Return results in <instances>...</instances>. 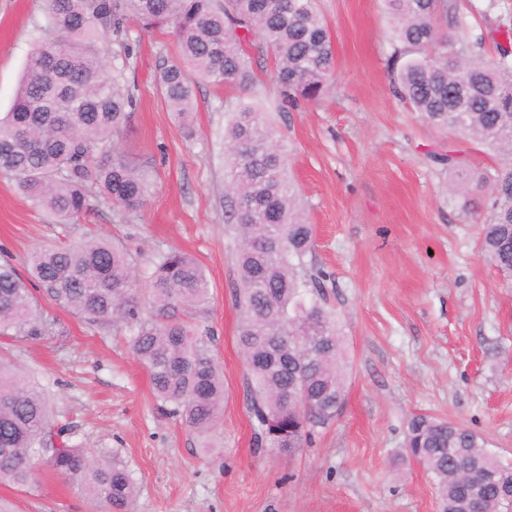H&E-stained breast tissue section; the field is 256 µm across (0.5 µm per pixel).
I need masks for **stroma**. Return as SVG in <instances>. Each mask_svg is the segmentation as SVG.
I'll return each instance as SVG.
<instances>
[{"mask_svg": "<svg viewBox=\"0 0 512 512\" xmlns=\"http://www.w3.org/2000/svg\"><path fill=\"white\" fill-rule=\"evenodd\" d=\"M335 67L321 100L289 107L256 59L247 91L199 82L186 138L155 81L178 58L171 34L128 22L134 49L124 86L136 106L118 146L153 182L145 209L119 218L90 197L75 224L53 223L0 173V260L106 237L146 272L158 252L193 255L210 283L209 347L224 371V415L200 435L157 402L126 332L98 330L52 305L48 339L18 342L12 361L44 388L55 424L85 448H109L137 482L132 512H442L432 481L403 449L407 422L425 413L483 436L512 463V284L480 252L479 225L448 186L437 156L478 146L440 133L394 96L393 20L385 0H317ZM46 17V0H0V116ZM249 106L269 115L288 174L313 224L312 263L331 276L329 297L346 336L345 405L312 447L284 456L256 447L236 340L234 239L224 208V129ZM13 512H91L51 472L31 489L0 486Z\"/></svg>", "mask_w": 512, "mask_h": 512, "instance_id": "obj_1", "label": "stroma"}]
</instances>
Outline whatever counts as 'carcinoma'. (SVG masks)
<instances>
[{"label":"carcinoma","instance_id":"cac0c4a2","mask_svg":"<svg viewBox=\"0 0 512 512\" xmlns=\"http://www.w3.org/2000/svg\"><path fill=\"white\" fill-rule=\"evenodd\" d=\"M396 18L395 53L431 48L393 72L395 92L433 128L452 132L497 158L472 168L459 150L437 156L465 171L452 187L463 212L487 191L492 211L481 224V251L512 279V50L485 38L461 14V0H389ZM173 32L178 61L159 69L156 84L183 121L195 109V84L244 90L256 79L249 48L274 56L272 81L296 102L316 101L335 66L334 45L314 0H47L42 37L28 57L10 109L0 117V172L58 224L88 209L91 189L123 215L149 198L146 170L117 151L132 97L122 69H108L102 39L114 36L113 58L126 59L128 19ZM229 170L225 193L235 239L239 313L237 343L256 442L279 452L312 443L344 404L345 335L330 304L323 269L306 262L314 226L298 212L287 158L270 120L243 108L224 130ZM209 281L191 255L157 254L145 280L131 256L102 237L34 250L26 272L0 263V336L38 341L52 328L41 301L97 328L123 327L135 359L148 371L156 399L201 435L224 412V375L205 325ZM40 383L0 358V484L28 488L37 467L79 488L97 512H130L132 471L116 450H89L53 437ZM404 448L431 476L443 512H466L459 482L498 473L512 487V465L464 426L428 414L408 422Z\"/></svg>","mask_w":512,"mask_h":512}]
</instances>
